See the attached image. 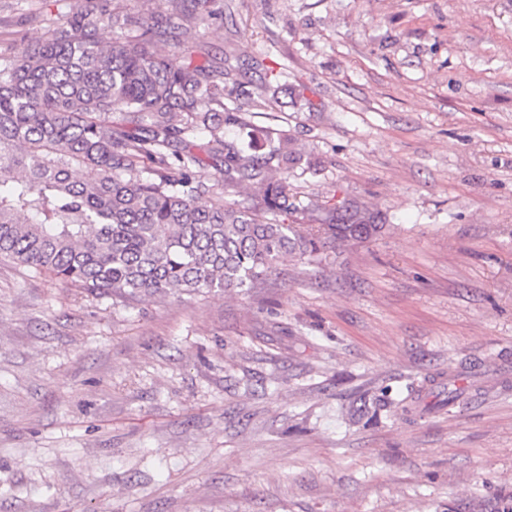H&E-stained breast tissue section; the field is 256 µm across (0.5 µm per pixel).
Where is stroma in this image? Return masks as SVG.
I'll list each match as a JSON object with an SVG mask.
<instances>
[{
	"instance_id": "1",
	"label": "stroma",
	"mask_w": 512,
	"mask_h": 512,
	"mask_svg": "<svg viewBox=\"0 0 512 512\" xmlns=\"http://www.w3.org/2000/svg\"><path fill=\"white\" fill-rule=\"evenodd\" d=\"M72 5L0 0V52ZM199 10L208 55L236 67L225 106L303 156L289 223L350 201L384 228L179 299L93 298L0 259V512H495L512 496V0ZM274 72L278 96L250 99ZM411 392L421 414H394Z\"/></svg>"
}]
</instances>
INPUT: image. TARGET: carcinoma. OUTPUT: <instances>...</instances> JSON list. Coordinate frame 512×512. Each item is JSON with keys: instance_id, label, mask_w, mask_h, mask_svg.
Instances as JSON below:
<instances>
[{"instance_id": "1", "label": "carcinoma", "mask_w": 512, "mask_h": 512, "mask_svg": "<svg viewBox=\"0 0 512 512\" xmlns=\"http://www.w3.org/2000/svg\"><path fill=\"white\" fill-rule=\"evenodd\" d=\"M199 0H169V16L123 13L116 0H75L45 37L0 54V259L89 296L195 295L254 287L292 253L316 256L326 236L362 242L381 218L349 203L318 229L287 224L288 134L252 144L226 138L225 56L194 65L160 44L200 45ZM121 23L124 39L100 32ZM202 100L213 105L198 111ZM121 118L112 120L115 110ZM209 159L224 188L196 177ZM252 191L250 206L224 192ZM212 195L208 206L197 198Z\"/></svg>"}]
</instances>
